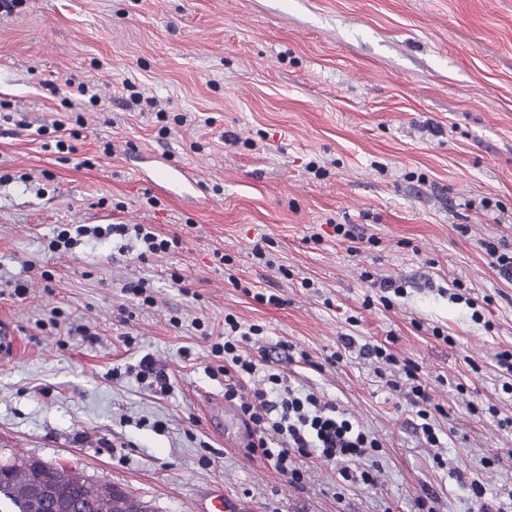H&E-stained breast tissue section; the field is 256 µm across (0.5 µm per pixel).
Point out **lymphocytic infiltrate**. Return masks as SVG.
I'll return each mask as SVG.
<instances>
[{
	"mask_svg": "<svg viewBox=\"0 0 512 512\" xmlns=\"http://www.w3.org/2000/svg\"><path fill=\"white\" fill-rule=\"evenodd\" d=\"M86 236H112L136 241L141 246L138 258L142 261L174 252L181 244L180 236L162 235L150 224H109L103 227L62 224L48 248L53 252H65L76 245L78 238ZM262 333L259 325L246 326L234 315H225L224 336L211 346V354L218 364L208 370L210 377H223L225 401L237 405L252 430L255 436L252 454L271 464L290 486L296 488L303 487L307 478L301 459L313 456L340 463L338 475L343 483L373 484L372 471L363 467L362 462L377 457L383 445L372 433L339 413L335 403L320 400L312 393H295L284 376L271 371L265 374L259 386L245 389V379L254 378L258 371V365L246 347L258 340ZM364 353L377 362L400 366L412 400L419 406L417 416L421 421V432L427 444L437 445L439 436L427 408L430 396L417 366L409 361L399 362L383 344L365 345Z\"/></svg>",
	"mask_w": 512,
	"mask_h": 512,
	"instance_id": "f902f5d3",
	"label": "lymphocytic infiltrate"
}]
</instances>
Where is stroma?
Returning <instances> with one entry per match:
<instances>
[{
    "label": "stroma",
    "instance_id": "obj_1",
    "mask_svg": "<svg viewBox=\"0 0 512 512\" xmlns=\"http://www.w3.org/2000/svg\"><path fill=\"white\" fill-rule=\"evenodd\" d=\"M71 79L90 83L98 106L82 103ZM127 81L144 104L128 101ZM71 102L85 126L60 160L36 131ZM161 110L190 119L162 137ZM106 142L114 156H99ZM161 163L194 169L195 189L158 185ZM485 197L498 200L497 215L481 209ZM60 224H151L182 234L183 246L145 264L104 238L53 253ZM337 224L380 243L351 255ZM314 232L321 244L309 243ZM263 236L274 242L270 267L251 257ZM502 236L512 242V0H18L0 12V321L18 337L0 363V462L73 469L151 512H194L218 488L247 512H418L429 494L434 512L512 506V427L499 425L512 396L498 365L512 352V284L480 246ZM217 250L233 257L231 275L215 269ZM174 266L190 293L167 278ZM364 269L402 282L405 296L364 307L376 293ZM139 277L153 307L121 290ZM457 280L490 297L487 324L451 300ZM257 292L283 303H258ZM228 313L264 327L248 348L260 372L336 403L382 442L375 485H340L336 465L313 457L298 490L225 445L243 420L204 416L224 381L208 376L211 341L191 321L219 334ZM435 326L454 344L434 338ZM367 343L418 365L443 410L439 448L417 430L407 388L389 387L360 355ZM147 354L169 394L128 374Z\"/></svg>",
    "mask_w": 512,
    "mask_h": 512
}]
</instances>
